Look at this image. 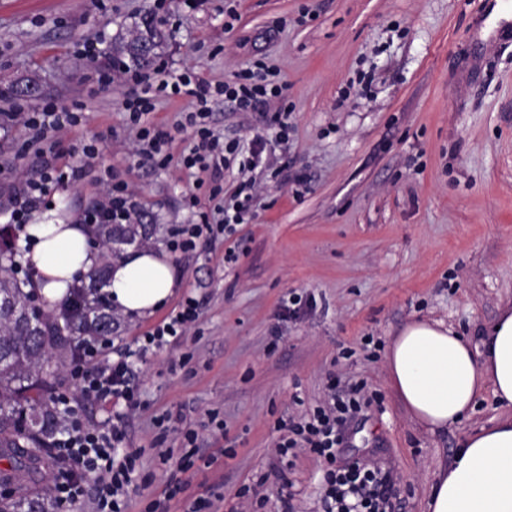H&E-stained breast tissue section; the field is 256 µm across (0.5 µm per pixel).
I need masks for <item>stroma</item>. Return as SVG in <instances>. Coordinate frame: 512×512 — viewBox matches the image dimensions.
I'll use <instances>...</instances> for the list:
<instances>
[{"label": "stroma", "instance_id": "35a3bbf8", "mask_svg": "<svg viewBox=\"0 0 512 512\" xmlns=\"http://www.w3.org/2000/svg\"><path fill=\"white\" fill-rule=\"evenodd\" d=\"M0 0V226L20 181L43 159L10 116L41 101L85 104L63 135L55 162L77 167L72 147L96 141L99 168L128 185L149 247L164 252L181 225L216 216L240 181L221 187L192 174L180 157L196 141L189 99L158 102L154 124L172 136L168 162L137 152L121 108L131 90L116 81L93 98L94 70L111 61V40L133 37L143 16L161 21L162 69L188 70L216 85L253 63L277 72L283 93L241 112L223 96L209 102V126L248 156L256 192L236 232L199 256L172 255L177 286L154 313L118 315L115 349L136 345L179 309L201 302L190 332L139 365L143 404L127 422V444L145 451L151 485L133 507L146 512L167 483L206 494L233 512L243 486L264 479L258 512H319L323 471L309 449L280 474L282 422L321 405L329 375L362 385L370 404L345 425V459L376 458L394 474L395 512H425L433 476L464 436L501 410L484 388L457 426L432 433L413 422L388 377L385 352L418 318L454 327L472 346L512 307V21H493L488 0ZM106 32L100 57L84 38ZM36 79L38 97L2 92ZM288 132L273 138L275 118ZM93 176L53 190L31 216L67 223L94 199ZM307 299L285 314L293 297ZM181 414L211 448L232 449L220 468L189 471L159 454L179 448L156 420Z\"/></svg>", "mask_w": 512, "mask_h": 512}]
</instances>
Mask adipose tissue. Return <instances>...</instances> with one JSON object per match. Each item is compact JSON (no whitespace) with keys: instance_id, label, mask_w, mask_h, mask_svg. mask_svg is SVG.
<instances>
[{"instance_id":"adipose-tissue-1","label":"adipose tissue","mask_w":512,"mask_h":512,"mask_svg":"<svg viewBox=\"0 0 512 512\" xmlns=\"http://www.w3.org/2000/svg\"><path fill=\"white\" fill-rule=\"evenodd\" d=\"M21 237L48 306L62 302L75 279L96 264L85 225L49 220L26 225ZM175 283V268L165 254L133 249L113 264L105 292L116 308L142 316L163 307ZM482 345L472 349L443 322L415 321L385 355L397 396L411 419L430 432L461 422L487 383L508 410L462 440L453 460L437 473L426 512H512V309L487 329Z\"/></svg>"}]
</instances>
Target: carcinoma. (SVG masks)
<instances>
[{
	"label": "carcinoma",
	"mask_w": 512,
	"mask_h": 512,
	"mask_svg": "<svg viewBox=\"0 0 512 512\" xmlns=\"http://www.w3.org/2000/svg\"><path fill=\"white\" fill-rule=\"evenodd\" d=\"M164 34L152 19L136 37L121 40L114 52L121 66L148 68L158 57ZM140 224H91L89 236L102 248L98 265L81 289L59 311L44 312L37 328L25 317L28 302L42 297L31 287L33 280L19 277L20 254L9 228L0 229V297L8 305L0 310V458L12 459L16 468L36 473L44 463L49 439L60 427L59 412L48 385L49 364L65 368L73 358L74 342L81 336L112 333V310L102 288L112 264L113 245L124 238L143 243ZM0 512H55L44 487L18 485L14 494L0 497Z\"/></svg>",
	"instance_id": "carcinoma-1"
}]
</instances>
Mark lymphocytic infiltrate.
Returning a JSON list of instances; mask_svg holds the SVG:
<instances>
[{"mask_svg": "<svg viewBox=\"0 0 512 512\" xmlns=\"http://www.w3.org/2000/svg\"><path fill=\"white\" fill-rule=\"evenodd\" d=\"M265 70L246 74L244 81L211 85L198 79L190 71H168L157 79H149L138 72L112 66L101 69L97 82L108 86L117 80L132 83V92L124 99L122 108L138 137V151L153 159L161 155L170 137L156 128L150 116L157 99L174 100L190 97L194 111L185 115L187 124L195 127L198 143L184 155L181 164L185 170L196 169L213 178L224 173L227 154L236 153V146L221 145L209 127L208 102L212 94H219L235 104L238 110L259 109L271 99L280 97L282 85L270 83ZM80 103L60 105L43 102L29 112L17 113L18 122L35 142L54 148L58 138L79 125L82 115ZM81 167L64 171L47 166L39 179L25 180L15 207L10 213L11 223L28 224L31 214L44 202L51 190L78 180L85 170L95 168L99 157L96 144L79 146ZM260 162L259 151H252L240 165L245 178L237 194L221 207L222 218L216 224H188L179 239L171 241L172 251L189 254L200 241H212L220 235L234 232L243 223L244 214L253 199L256 186L247 173ZM98 181L104 193L85 213L86 224H132L139 213L126 184L112 180L108 170L100 171ZM199 301L186 296L169 321L147 332L136 352H120L115 358L102 355L99 337L83 339L77 348L69 374L73 388L56 393L63 427L50 447L57 471L49 484V493L58 512H130L132 502L147 488L149 478L144 472L139 448L126 445V426L129 415L141 407V393L135 381V357H146L167 345L169 339L185 335L198 319ZM356 385H329L328 392L311 417L291 424L289 434L277 447L281 471L292 468L291 457L298 448H307L324 465L323 512H394L389 487L393 480L390 470L377 460H342L339 449L344 442L346 422L359 413L363 401ZM93 401L113 407L112 416L97 427L87 426L80 412L79 401ZM95 478V495L87 497L85 479Z\"/></svg>", "mask_w": 512, "mask_h": 512, "instance_id": "f902f5d3", "label": "lymphocytic infiltrate"}]
</instances>
